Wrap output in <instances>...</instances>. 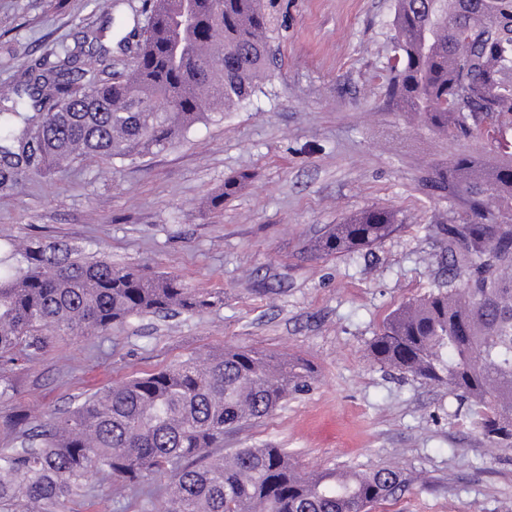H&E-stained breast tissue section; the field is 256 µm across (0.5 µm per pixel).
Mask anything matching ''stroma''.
<instances>
[{"instance_id": "obj_1", "label": "stroma", "mask_w": 512, "mask_h": 512, "mask_svg": "<svg viewBox=\"0 0 512 512\" xmlns=\"http://www.w3.org/2000/svg\"><path fill=\"white\" fill-rule=\"evenodd\" d=\"M394 0H271L268 76L222 121L136 159L88 157L53 178L0 189V244L66 245L113 265L178 276L213 296L199 315L133 317L104 335L55 342L6 367L0 415L41 421L74 401L190 354L252 348L307 360L310 385L225 448H284L305 472L394 466L411 484L374 512H512V451L491 452L455 397L375 364L366 347L400 303L438 288L437 225L459 204L431 188L489 140L442 137L398 111L380 77ZM150 0H0V106L57 53L129 73ZM249 173L222 210L225 181ZM368 208L402 228L355 253L320 256L326 229ZM163 494L116 495L103 482L73 512H161ZM248 179L249 174L241 173L237 178L225 182L224 188L217 194L211 196L209 200L206 201V210L208 212L221 210L224 206V201L236 195L238 191L246 184Z\"/></svg>"}]
</instances>
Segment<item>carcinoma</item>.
<instances>
[{
    "label": "carcinoma",
    "mask_w": 512,
    "mask_h": 512,
    "mask_svg": "<svg viewBox=\"0 0 512 512\" xmlns=\"http://www.w3.org/2000/svg\"><path fill=\"white\" fill-rule=\"evenodd\" d=\"M386 95L432 132L489 138L498 157L468 153L430 178L462 202L439 226L446 285L399 305L367 347L372 361L448 389L491 448L512 449V0H394ZM266 0H153L132 73L117 81L94 67L72 78L69 50L32 72L0 109V185L61 158L134 159L166 150L195 125L224 116L261 90L267 74ZM219 43L205 62L198 47ZM207 69L205 87L197 71ZM112 101L108 112L84 108ZM178 111L169 112V103ZM224 183L215 212L246 184ZM398 214L369 208L331 227L318 255L358 252L399 230ZM0 260V364L32 360L57 339L104 335L134 316L213 305L180 279L71 256L39 242ZM302 359L236 348L189 356L86 396L34 424L0 415V512H67L93 496L97 477L127 493L160 483L164 512H369L405 487L395 468L307 474L284 448H237L224 435L271 415L308 385Z\"/></svg>",
    "instance_id": "carcinoma-1"
}]
</instances>
